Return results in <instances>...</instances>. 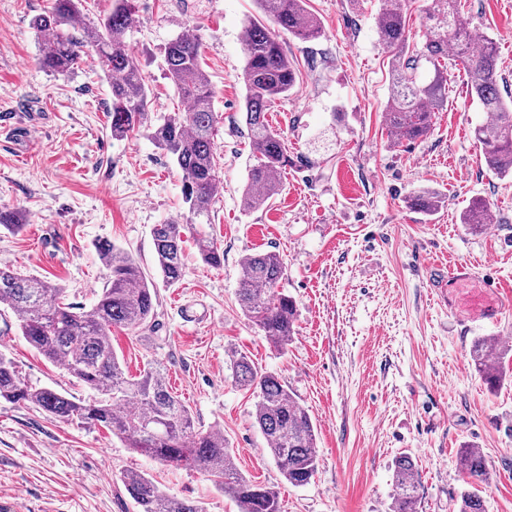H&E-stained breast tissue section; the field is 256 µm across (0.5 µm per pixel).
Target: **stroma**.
Masks as SVG:
<instances>
[{
  "mask_svg": "<svg viewBox=\"0 0 512 512\" xmlns=\"http://www.w3.org/2000/svg\"><path fill=\"white\" fill-rule=\"evenodd\" d=\"M472 29L493 38L512 93V0H461ZM127 36L148 78L151 118L183 111L163 67L164 45L184 30L198 37L216 90V163L223 183L206 225L224 265L205 264L183 245V276L159 279L152 228L184 222L181 173L144 134L113 136L109 81L85 51L69 76L39 67L32 21L48 0H0V206L24 227H0V267L61 285L67 302L90 308L106 281L102 242L129 253L156 283L151 328L112 331L130 375L161 367L169 392L201 428L221 430L239 472L277 491L282 512H392V462L410 454L422 486L419 512H458L466 484L461 449L485 455L488 512H512V347L489 388L476 371L475 340L512 337V311L499 329L462 333L473 290L498 283L512 302V177L489 170L474 131L490 118L452 70L448 108L431 131L398 142L385 123L392 55L379 43L384 0H307L323 34L284 36L298 68L295 88L267 119L288 141L293 163L267 204L248 212L242 190L252 162L244 121L243 23L252 0H134ZM430 188L444 206L426 215L408 198ZM493 222H460L473 198ZM281 256L282 289L296 305L294 334L278 350L237 302L247 254ZM473 272L457 286L441 267ZM275 373L308 410L318 469L289 485L256 426V396L238 385L233 356ZM0 353L30 385L84 399L75 378L41 356L0 305ZM137 470L167 493L237 512L200 472L164 465L126 448L110 431L62 422L41 409L0 400V506L9 512H138L120 476Z\"/></svg>",
  "mask_w": 512,
  "mask_h": 512,
  "instance_id": "obj_1",
  "label": "stroma"
}]
</instances>
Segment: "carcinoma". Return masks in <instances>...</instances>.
I'll return each mask as SVG.
<instances>
[{
    "mask_svg": "<svg viewBox=\"0 0 512 512\" xmlns=\"http://www.w3.org/2000/svg\"><path fill=\"white\" fill-rule=\"evenodd\" d=\"M256 2L280 30L306 41L321 36L322 25L307 10L305 0ZM385 2L387 8L378 15L376 28L380 42L393 54L386 103L391 135L412 141L431 130L435 113L448 106V70L460 65L471 95L493 116L492 125L475 129L486 165L501 177L512 176V100L505 99L500 89L493 40H484L478 48L470 44L472 28L458 0H434L426 12L424 39L411 46L405 28L406 0ZM81 5L82 0H51L50 8L33 19V27L44 34L38 63L45 71L65 77L83 49L92 48L110 81L112 135L147 133L181 171L186 223L152 228L157 266L163 280L174 283L183 274V234L188 227L211 223L212 205L221 186L215 160V91L202 66L199 39L183 31L165 45V72L189 107L153 124L149 88L126 41L132 0H113L112 9L93 27L81 23ZM243 29L245 124L254 164L248 171L242 203L250 211L278 194L290 163L287 141L271 129L266 110L274 99L293 89L297 69L278 34L261 20L250 16ZM443 203L442 194L429 188L418 190L408 200L410 207L427 215ZM489 221V207L478 199L461 215V223L471 229ZM0 226L13 232L23 228L18 213L8 208L0 209ZM194 241L205 263L223 265L224 251L216 239L197 230ZM98 255L106 269V282L92 307L79 313L65 302L61 286L0 267V304L13 311L25 341L91 390L92 397L73 401L52 389L32 387L21 379L14 362L0 353V399L40 408L63 422L77 420L104 427L126 447L164 465L197 470L215 489L232 498L239 512H281L274 490L238 472L222 433L195 427L190 410L169 393L159 369L135 377L124 372L112 348V328L136 332L150 327L155 288L127 252L105 243L98 246ZM239 266L241 310L274 347L285 349L294 332L296 307L280 291L285 276L281 257L271 251L255 252L244 256ZM498 356L494 338L474 341L472 361L491 387L501 379L500 373L490 368ZM234 370L236 381L256 393L254 422L280 473L294 487L308 484L319 463L308 411L278 376L258 370L248 355H235ZM458 467L471 486L461 495L459 512H487L486 499L479 490L489 484L485 456L476 448H465L459 454ZM393 480V512H418L420 484L410 455L394 459ZM121 482L140 512H205L202 503L169 495L142 472L127 471Z\"/></svg>",
    "mask_w": 512,
    "mask_h": 512,
    "instance_id": "1",
    "label": "carcinoma"
}]
</instances>
